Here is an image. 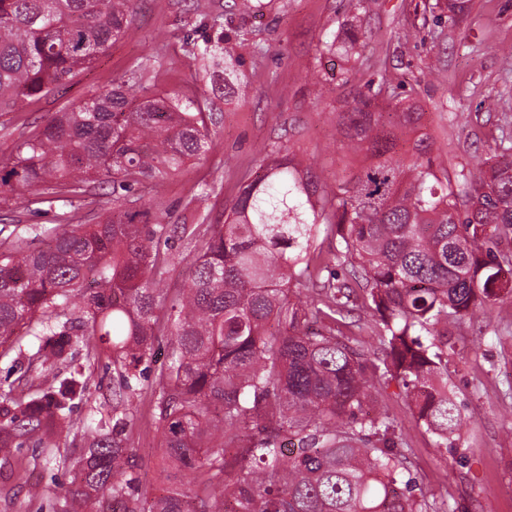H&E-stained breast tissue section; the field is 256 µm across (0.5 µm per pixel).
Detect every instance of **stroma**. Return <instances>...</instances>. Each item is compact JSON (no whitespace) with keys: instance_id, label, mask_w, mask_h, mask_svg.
I'll use <instances>...</instances> for the list:
<instances>
[{"instance_id":"1","label":"stroma","mask_w":512,"mask_h":512,"mask_svg":"<svg viewBox=\"0 0 512 512\" xmlns=\"http://www.w3.org/2000/svg\"><path fill=\"white\" fill-rule=\"evenodd\" d=\"M276 7L242 18L224 11V0H140L126 34L95 65L38 100L0 112V162L43 116L111 87L134 63L147 61L143 85L177 94L182 103L208 100L217 117L208 148L197 160L166 177L153 190L119 200L111 189H92L81 205L57 199L36 204L26 192L0 204V220L52 227L69 213L72 223L93 224L115 205L163 219L220 224L243 185L261 173L271 154L288 152L303 169L327 179L354 171L336 133L335 115L369 85L386 82V98L420 107L422 132L434 142L442 165L477 169L501 133L485 102L512 115V0H470L464 27L448 20V0H361L368 39L357 58L323 52L341 35L347 0H275ZM238 57V76L224 77V56ZM448 385L464 406L453 446L411 418L399 381L385 386L386 414L405 440L404 454L418 488L451 512H512V297L477 312L453 330ZM171 338L155 341L143 365L134 423L123 434L133 449L148 495L165 487V456L156 429L155 378L166 364ZM88 385L75 400L72 425L56 440L63 454L78 458L83 428L112 416V390L119 381L110 357L77 345ZM31 482L58 499L72 479L70 468L48 465L44 452H22Z\"/></svg>"}]
</instances>
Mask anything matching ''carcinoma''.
<instances>
[{"label":"carcinoma","mask_w":512,"mask_h":512,"mask_svg":"<svg viewBox=\"0 0 512 512\" xmlns=\"http://www.w3.org/2000/svg\"><path fill=\"white\" fill-rule=\"evenodd\" d=\"M138 0H0V109L39 98L90 68L125 33ZM269 0H232L246 15ZM464 0L448 20L465 21ZM364 33L350 18L328 53L352 55ZM146 66L89 101L29 130L0 164V202L26 191L34 202L81 199L112 177V193L159 181L205 152L212 113L169 93L134 94ZM423 113L361 93L336 112V130L366 164L330 184L273 158L247 183L224 223L171 227L119 209L97 224L33 229L0 240V346L31 336L24 389L0 392V469L26 446L48 450L71 426L87 382L72 367L81 338L112 352L121 378L115 425H132L140 366L163 328L170 358L156 377L155 420L169 467L153 498L136 486L132 449L103 421L83 432L81 458L51 512H438L413 482L401 434L364 407L375 384L399 380L412 417L448 445L462 426L448 389L452 329L512 289V146L475 173L435 163L420 132ZM413 136L400 156L398 136ZM336 239L348 268L312 279L320 235ZM200 238L185 288L168 297L157 270L169 241ZM307 283L304 289L291 285ZM79 315L67 317L74 299ZM379 324L371 357L344 314Z\"/></svg>","instance_id":"cac0c4a2"}]
</instances>
